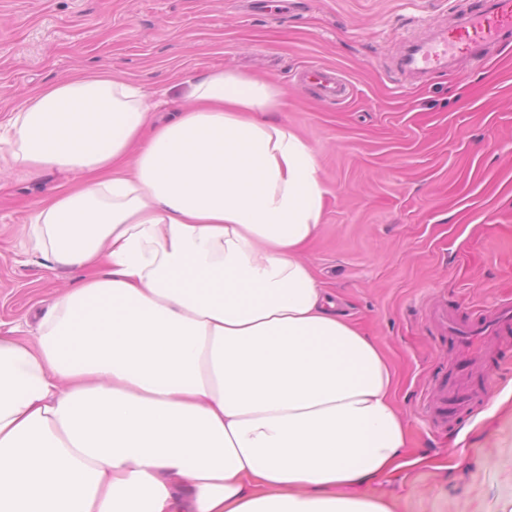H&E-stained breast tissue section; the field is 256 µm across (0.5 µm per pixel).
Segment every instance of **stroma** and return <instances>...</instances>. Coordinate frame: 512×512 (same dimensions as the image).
I'll return each instance as SVG.
<instances>
[{
  "instance_id": "obj_1",
  "label": "stroma",
  "mask_w": 512,
  "mask_h": 512,
  "mask_svg": "<svg viewBox=\"0 0 512 512\" xmlns=\"http://www.w3.org/2000/svg\"><path fill=\"white\" fill-rule=\"evenodd\" d=\"M470 0H0V123L31 94L109 70L187 103L214 68L286 94L277 113L313 147L327 194L304 259L337 309L373 337L408 433L402 468L368 490L396 512H512V336L486 361L491 389L443 428L430 421L453 356L429 307L461 319L512 300V38L462 73L397 81L410 36L448 27ZM343 74L341 103L298 80ZM0 169V332L37 334V314L80 273L49 269L28 240L38 203L65 183Z\"/></svg>"
}]
</instances>
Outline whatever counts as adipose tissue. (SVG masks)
<instances>
[{"instance_id": "1", "label": "adipose tissue", "mask_w": 512, "mask_h": 512, "mask_svg": "<svg viewBox=\"0 0 512 512\" xmlns=\"http://www.w3.org/2000/svg\"><path fill=\"white\" fill-rule=\"evenodd\" d=\"M158 106L109 71L29 96L0 162L80 183L30 244L78 282L0 332V512H393L405 424L376 342L302 259L326 189L269 81L213 69Z\"/></svg>"}]
</instances>
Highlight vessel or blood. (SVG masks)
Instances as JSON below:
<instances>
[{"mask_svg":"<svg viewBox=\"0 0 512 512\" xmlns=\"http://www.w3.org/2000/svg\"><path fill=\"white\" fill-rule=\"evenodd\" d=\"M512 37V0H479L477 9L468 10L463 23L449 29L439 42L420 43L402 56L401 69L422 74L444 70L448 55L459 46L484 49ZM305 86L323 100L340 102L349 96L346 79L336 71L318 65L304 69ZM429 319L439 334L451 337L455 354L448 373V387L442 390L432 408L435 422L454 419L474 394L473 380L481 364L501 336L512 331V302L504 301L490 309H479L474 321L464 322L448 308L430 309Z\"/></svg>","mask_w":512,"mask_h":512,"instance_id":"1","label":"vessel or blood"}]
</instances>
